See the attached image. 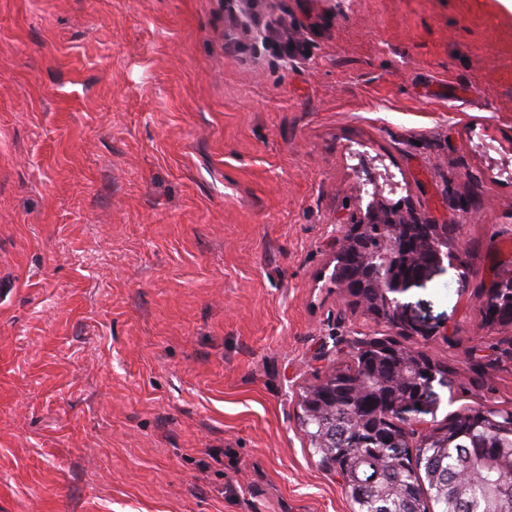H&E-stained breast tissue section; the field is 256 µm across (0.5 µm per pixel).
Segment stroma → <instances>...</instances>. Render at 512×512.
<instances>
[{"mask_svg":"<svg viewBox=\"0 0 512 512\" xmlns=\"http://www.w3.org/2000/svg\"><path fill=\"white\" fill-rule=\"evenodd\" d=\"M511 155L501 0H0V512H350L297 412L378 331L361 165L467 210L404 297L466 377Z\"/></svg>","mask_w":512,"mask_h":512,"instance_id":"1","label":"stroma"}]
</instances>
